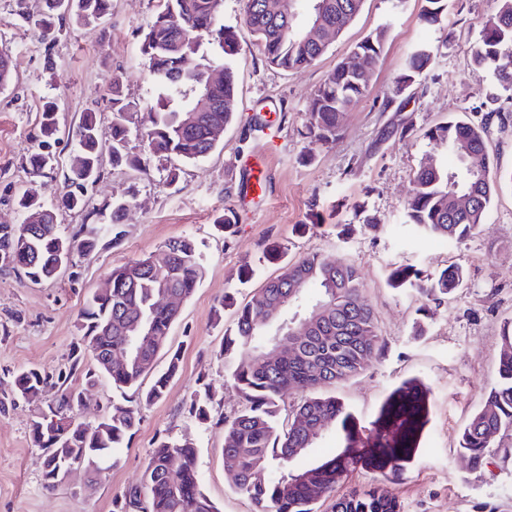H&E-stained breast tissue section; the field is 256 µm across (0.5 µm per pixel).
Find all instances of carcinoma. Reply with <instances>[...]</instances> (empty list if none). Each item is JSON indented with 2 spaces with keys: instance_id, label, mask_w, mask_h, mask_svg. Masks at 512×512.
<instances>
[{
  "instance_id": "carcinoma-1",
  "label": "carcinoma",
  "mask_w": 512,
  "mask_h": 512,
  "mask_svg": "<svg viewBox=\"0 0 512 512\" xmlns=\"http://www.w3.org/2000/svg\"><path fill=\"white\" fill-rule=\"evenodd\" d=\"M45 9L32 22L40 39L50 45L62 31V23L74 17L78 24L96 22L107 15L109 0H44ZM315 0H245L241 21L260 45L268 64L284 70L311 65L328 45L304 39L306 21L301 10ZM364 0H325V23L332 39H338L358 17ZM223 0H160L159 9L143 31L140 51L156 88L155 103L147 113L142 137L146 155L128 152V103L119 78H112V124L103 137L97 113L81 114L77 145L88 168L67 175L71 190L47 204L24 195L19 207L20 224H0V252L22 257L20 271L32 282L56 277L53 252L57 244L71 254H88L100 242L95 227L66 235L57 224L59 212L86 210L84 189L101 174L104 150H109L112 168L128 167L149 171L152 157L195 162L209 156L220 143L210 137L215 126H228L236 112L235 62L241 45L234 28L221 23ZM487 19L472 60L494 66L499 83L512 89V0H496ZM445 0H424L419 20L425 25L439 23ZM388 29L379 27L357 43L350 55L332 69L316 89L307 108L304 135L312 142L332 144L342 131V118L363 97L368 78L357 74L355 60L362 56L369 68L379 61ZM217 43L224 79L207 88L205 74L214 60L202 52L206 44ZM200 56L202 62L191 71L182 69L183 58ZM434 50L419 44L407 57L396 78L393 97L402 96L419 83L430 68ZM210 92L218 104L215 112H203L198 124L187 128L186 112L198 98ZM57 128L56 105L48 102L41 113V131L52 137ZM487 123L475 124L451 118L426 133L444 157L433 165L425 162L412 172L413 189L404 206L408 231L459 243L479 231L492 202L496 181L490 165L483 172L468 168L471 154L488 158L485 138ZM463 193L468 204L459 206L455 196ZM131 197L112 198L109 213L96 214L97 223L114 231L123 223ZM203 276L196 241L188 236L172 238L150 255L131 259L112 269V291L93 293L79 315L82 341L92 367L81 354H73L68 371L52 379L36 369L19 372L14 395L32 399L48 392L47 408L57 422L35 423L33 444L52 459L45 464L44 486H59L55 471L85 457L108 471L118 464V452L128 447L138 408L163 398L170 380L177 374L180 353L169 354L166 371L153 377L147 388L143 378L153 371L159 350L165 347L172 325L179 317L176 308L162 302L169 292L181 299L192 296ZM465 279L460 265H449L423 276L409 266L393 269L388 281L393 288H415L431 302H439L459 288ZM362 277L350 262L334 263L318 254H308L287 263L282 272L265 282L252 298L240 304L226 293L215 308L221 319L224 309L235 308V322L224 336V358L229 377L241 395L242 407L224 418V466L233 474L237 492L253 505V512H316L318 501L336 490L359 465L386 476L403 470L417 454L428 416V396L422 385L411 379L402 383L383 403L373 428L357 422L345 402L324 389L357 377L369 358L382 353L384 340L378 334L373 308L361 297ZM293 296L294 306L312 314L323 313L310 336L290 353L270 358L265 349L277 337L292 331L293 322L267 320L266 308ZM118 350L129 353L127 360L105 368L106 355ZM100 373L120 389L132 394L125 404L112 405V413L90 428L77 418L85 393L69 384L73 376ZM302 392L300 404L290 409L286 399ZM211 397L194 394L188 413L198 423L211 421ZM289 411L288 423L280 414ZM332 426L340 444L336 452L315 464L303 466L309 450ZM512 429V324L504 327L499 356L498 380L489 390L486 404L463 428L460 451L473 467L491 458L493 439ZM173 457L180 464L169 467ZM112 512H218L204 494L196 469L194 443L160 438L145 465L142 480L112 500ZM332 512H399L395 498L383 488L351 490L336 499Z\"/></svg>"
}]
</instances>
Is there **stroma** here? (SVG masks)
Listing matches in <instances>:
<instances>
[{
	"instance_id": "obj_1",
	"label": "stroma",
	"mask_w": 512,
	"mask_h": 512,
	"mask_svg": "<svg viewBox=\"0 0 512 512\" xmlns=\"http://www.w3.org/2000/svg\"><path fill=\"white\" fill-rule=\"evenodd\" d=\"M422 0H364L356 20L310 66L283 71L270 67L255 39L241 28L244 0H223L222 23L236 27L242 51L236 61L237 112L224 130L223 145L209 157L181 166L168 184V160L154 158L148 173L113 169L104 162L88 185V208L102 211L114 196L133 203L120 226L118 243L102 240L87 255L74 256L59 277L33 283L20 271L0 270V512H112V500L140 481L157 439H190L205 494L218 512H251L224 467V417L241 405L228 379L222 345L233 311L215 320L225 292L251 299L284 262L316 253L361 270L362 295L375 310L385 347L355 379L338 385L336 396L370 426L393 389L419 379L428 389L429 415L418 454L398 475L381 476L365 467L336 489L381 485L400 512H512V431L495 439L501 450L490 464L473 468L458 450L463 427L497 379L504 322L512 320V90L496 82L491 67L477 66L472 50L494 10L493 0H447L439 25L419 22ZM157 0H112L104 21L88 26L67 21L54 45L41 42L29 24L42 0H0V47L15 61L12 85L0 90V224L22 220L18 200L30 193L51 202L65 186L75 156L82 112L95 111L102 131L112 123V77H119L129 102L128 149L142 153L140 131L153 100V87L140 53L141 33ZM389 33L363 99L345 113L335 144L304 139L299 130L308 101L326 74L380 26ZM419 43L437 52L420 85L399 99L391 92L411 49ZM58 105V132L41 134L46 101ZM463 115L487 122V143L498 188L482 230L457 244L438 238L412 239L397 233L412 171L438 150L426 131ZM265 120L264 131L253 129ZM408 124L406 138L389 128ZM55 154L54 169L26 166L38 150ZM260 180V188L245 184ZM381 220L361 224L356 204ZM233 210L237 229L225 238L217 225ZM189 236L201 253L204 274L167 340L181 363L165 397L138 414L120 462L100 478L75 471L55 489L43 483L44 453L33 445L32 426L46 413L44 399H13L16 373L39 369L58 374L80 343L79 314L102 287L113 266L147 256L167 240ZM279 242L283 256L269 260L264 249ZM461 264L466 280L441 304H424L414 291L387 284L391 268L412 264L430 273ZM254 275L242 279L245 267ZM209 388L213 421L199 426L187 414L191 395Z\"/></svg>"
}]
</instances>
